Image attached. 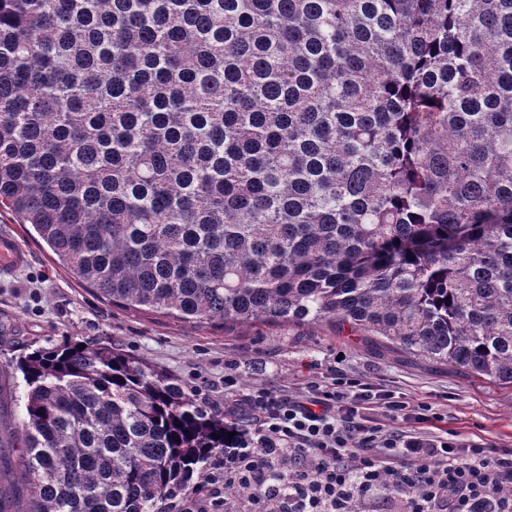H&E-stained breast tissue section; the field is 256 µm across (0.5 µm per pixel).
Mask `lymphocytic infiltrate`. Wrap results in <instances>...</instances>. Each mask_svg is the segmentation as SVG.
<instances>
[{"label": "lymphocytic infiltrate", "instance_id": "obj_1", "mask_svg": "<svg viewBox=\"0 0 512 512\" xmlns=\"http://www.w3.org/2000/svg\"><path fill=\"white\" fill-rule=\"evenodd\" d=\"M290 398L265 385L243 393L224 375V414L244 420L233 448L203 482L249 488L243 512H363L369 497L389 512H512V448L425 434L436 404L409 401L332 367Z\"/></svg>", "mask_w": 512, "mask_h": 512}]
</instances>
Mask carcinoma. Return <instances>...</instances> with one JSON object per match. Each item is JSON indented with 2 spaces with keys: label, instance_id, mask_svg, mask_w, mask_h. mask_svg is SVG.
<instances>
[{
  "label": "carcinoma",
  "instance_id": "cac0c4a2",
  "mask_svg": "<svg viewBox=\"0 0 512 512\" xmlns=\"http://www.w3.org/2000/svg\"><path fill=\"white\" fill-rule=\"evenodd\" d=\"M0 207L114 304L512 387V0H0ZM79 344L15 361L0 512H162L239 428Z\"/></svg>",
  "mask_w": 512,
  "mask_h": 512
}]
</instances>
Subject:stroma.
I'll return each instance as SVG.
<instances>
[{
    "label": "stroma",
    "mask_w": 512,
    "mask_h": 512,
    "mask_svg": "<svg viewBox=\"0 0 512 512\" xmlns=\"http://www.w3.org/2000/svg\"><path fill=\"white\" fill-rule=\"evenodd\" d=\"M0 233L15 236L29 254L27 266L0 276V431L23 417L25 384L13 359L64 338L112 343L181 379L187 391L205 387L224 401V366L234 363L241 390L268 385L295 397L309 376L334 363L386 390L439 404L438 432L512 448V390L449 366L406 356L362 341L320 322L276 329L238 325L221 331L148 310L113 305L73 278L47 245L14 215L0 210Z\"/></svg>",
    "instance_id": "35a3bbf8"
}]
</instances>
